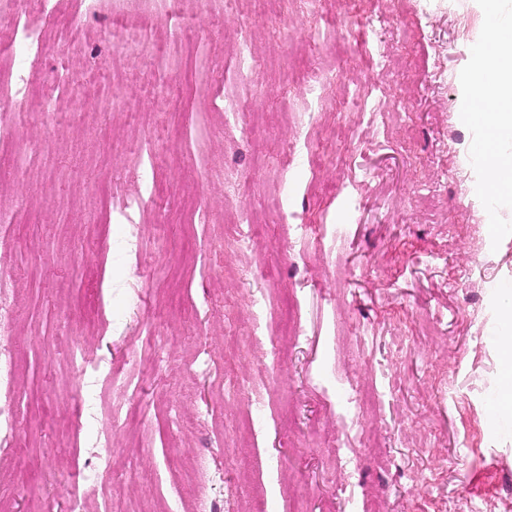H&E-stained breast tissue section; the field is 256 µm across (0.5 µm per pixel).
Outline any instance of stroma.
<instances>
[{
	"mask_svg": "<svg viewBox=\"0 0 512 512\" xmlns=\"http://www.w3.org/2000/svg\"><path fill=\"white\" fill-rule=\"evenodd\" d=\"M52 2L28 59L0 27V72L20 65L27 87L17 136L0 143V206L20 210L0 256L18 358L0 504L71 512L67 486L108 429L99 512H246L258 490L268 512H512V413L490 411L512 209L489 202L467 118L486 31H458L480 0H327L316 57L311 22L282 0ZM356 14L369 26L339 40ZM121 29L144 51L115 46ZM70 32L76 47L60 51ZM241 35L257 63L234 84L223 67ZM312 61L335 74L323 116ZM55 77L73 100L47 127ZM110 86L122 105L102 97ZM234 91L255 114L244 134L225 128ZM217 163L232 180L212 176ZM241 204L258 226L247 252L214 236ZM261 285L270 371L244 341ZM291 302L297 340L280 334ZM78 347L132 375L112 396L117 423L78 377ZM199 456L223 477L206 496L184 468Z\"/></svg>",
	"mask_w": 512,
	"mask_h": 512,
	"instance_id": "35a3bbf8",
	"label": "stroma"
}]
</instances>
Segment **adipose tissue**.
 Returning a JSON list of instances; mask_svg holds the SVG:
<instances>
[{
	"label": "adipose tissue",
	"mask_w": 512,
	"mask_h": 512,
	"mask_svg": "<svg viewBox=\"0 0 512 512\" xmlns=\"http://www.w3.org/2000/svg\"><path fill=\"white\" fill-rule=\"evenodd\" d=\"M494 22L475 61L478 93L469 117L483 131L475 145L487 172L491 200L512 205V29L497 21L500 0H482Z\"/></svg>",
	"instance_id": "obj_1"
}]
</instances>
